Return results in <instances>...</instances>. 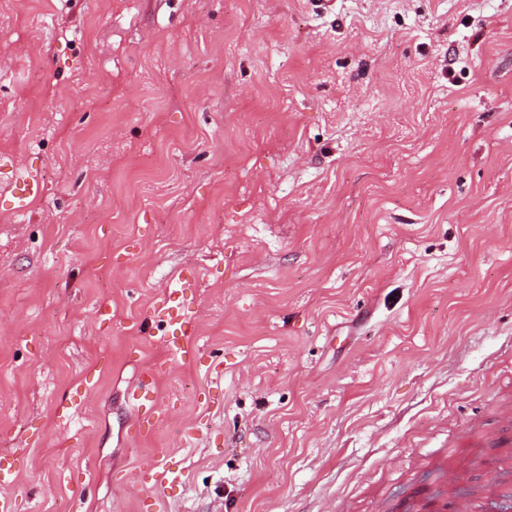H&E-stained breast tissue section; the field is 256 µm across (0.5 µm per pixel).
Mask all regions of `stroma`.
I'll return each instance as SVG.
<instances>
[{"mask_svg": "<svg viewBox=\"0 0 512 512\" xmlns=\"http://www.w3.org/2000/svg\"><path fill=\"white\" fill-rule=\"evenodd\" d=\"M1 159L15 512H386L512 465V0H0ZM190 273L179 356L142 321ZM130 401L137 409V423L140 428L149 432L153 428L155 409L158 405V394L153 373H149L147 378L130 393ZM146 405H150L152 409L150 414L142 412ZM156 452L158 463L138 474V483L145 491H157L160 488H165V484L173 479L177 472L169 461V449L159 448Z\"/></svg>", "mask_w": 512, "mask_h": 512, "instance_id": "stroma-1", "label": "stroma"}]
</instances>
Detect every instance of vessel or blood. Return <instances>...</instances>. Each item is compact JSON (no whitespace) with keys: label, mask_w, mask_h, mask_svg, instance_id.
<instances>
[{"label":"vessel or blood","mask_w":512,"mask_h":512,"mask_svg":"<svg viewBox=\"0 0 512 512\" xmlns=\"http://www.w3.org/2000/svg\"><path fill=\"white\" fill-rule=\"evenodd\" d=\"M196 286L193 277L184 276L179 280L177 288L170 291L167 297L153 306L150 319L165 323L166 332L164 343L176 354L186 355L191 351L190 341L195 334L194 318L188 314L185 305L186 295ZM132 404L138 409L137 422L142 430H151L154 417L151 408L158 405V394L154 377H147L130 394ZM168 449L157 451L158 462L155 466L138 475V483L146 491L163 488L173 479L175 470L169 460ZM512 477L505 473L490 476L481 486L477 495L460 493L457 489V479L453 476L440 475L438 478V495L440 501H451L454 512H486L487 508L496 505L504 496V486Z\"/></svg>","instance_id":"1"}]
</instances>
